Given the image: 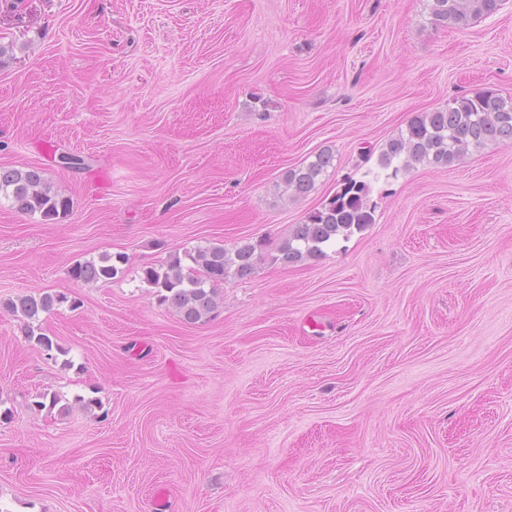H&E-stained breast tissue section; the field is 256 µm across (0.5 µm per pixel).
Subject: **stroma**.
Wrapping results in <instances>:
<instances>
[{
    "label": "stroma",
    "instance_id": "1",
    "mask_svg": "<svg viewBox=\"0 0 512 512\" xmlns=\"http://www.w3.org/2000/svg\"><path fill=\"white\" fill-rule=\"evenodd\" d=\"M0 45V167L71 201L0 199V512H512V145L373 183L375 224L227 279L208 323L140 280L276 248L415 113L512 95V0L465 31L427 0H0ZM104 253L122 275L69 278ZM38 291L69 298L53 358L5 308ZM334 153L330 148H325L316 153L314 160L289 169L282 179V196L288 198L301 197L311 192L318 181L325 176L328 168L333 166ZM10 201L17 211L40 214L51 221L70 209V200L52 191L38 168H0V198Z\"/></svg>",
    "mask_w": 512,
    "mask_h": 512
}]
</instances>
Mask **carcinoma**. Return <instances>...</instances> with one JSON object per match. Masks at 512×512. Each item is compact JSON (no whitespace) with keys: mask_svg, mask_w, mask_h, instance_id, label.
<instances>
[{"mask_svg":"<svg viewBox=\"0 0 512 512\" xmlns=\"http://www.w3.org/2000/svg\"><path fill=\"white\" fill-rule=\"evenodd\" d=\"M499 9V0H428L429 15L437 26L464 29ZM512 143V96L494 89L462 94L448 107L419 112L406 129L390 139L377 160L373 179L395 177L417 164L449 167L470 151L488 145ZM333 150L325 148L315 159L288 170L282 179V194L294 198L307 195L333 166ZM371 182L343 179L335 195L322 207L309 212L277 248L274 259L297 263L323 254V246L339 236H350L375 223L376 203L371 200ZM0 196L17 211L38 214L51 221L70 209V200L53 191L38 168H0ZM193 265L185 267L178 255L159 267L142 268V281L159 301L173 307L190 324L210 320L217 308L218 286L231 276L245 278L254 273L262 258V244L244 242L232 249L224 245L198 247L188 254ZM127 258L122 253L105 254L99 260L77 261L69 277L84 284L106 282L123 273ZM67 302L61 294L38 292L16 297L6 304L12 315L25 323L27 339L42 352L61 348L53 337L41 332L40 315Z\"/></svg>","mask_w":512,"mask_h":512,"instance_id":"1","label":"carcinoma"}]
</instances>
